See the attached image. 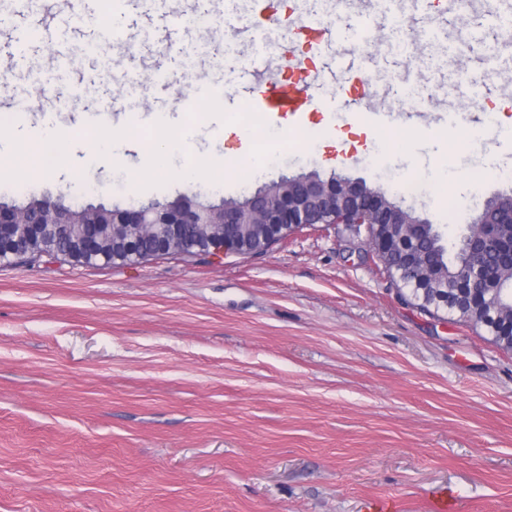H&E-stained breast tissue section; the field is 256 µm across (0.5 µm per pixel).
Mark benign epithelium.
<instances>
[{"label":"benign epithelium","instance_id":"benign-epithelium-1","mask_svg":"<svg viewBox=\"0 0 512 512\" xmlns=\"http://www.w3.org/2000/svg\"><path fill=\"white\" fill-rule=\"evenodd\" d=\"M105 219L78 220L71 207L46 197L36 209L0 207V240L14 238L30 248L46 236L70 242L66 255L89 261L111 254L137 261L126 249L130 239L149 237L160 253L179 249L184 244L249 253L253 244L241 236L239 225L258 224L268 233L283 236L305 224H364L372 253L381 257L390 252L408 251L409 239H417L407 225L418 226L428 220L403 208L379 187L363 179L339 175L326 179L315 174L299 175L271 182L244 199H226L219 206L205 202L181 203L151 201L146 205L111 209ZM471 223L476 231L465 242L473 256L462 273L465 293L476 301L498 276L481 259V247L498 242L512 256V237L503 235L512 224V191L500 192L486 200ZM504 314L495 297L482 303L473 319L498 320Z\"/></svg>","mask_w":512,"mask_h":512}]
</instances>
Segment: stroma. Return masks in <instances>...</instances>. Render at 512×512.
<instances>
[{
  "instance_id": "obj_1",
  "label": "stroma",
  "mask_w": 512,
  "mask_h": 512,
  "mask_svg": "<svg viewBox=\"0 0 512 512\" xmlns=\"http://www.w3.org/2000/svg\"><path fill=\"white\" fill-rule=\"evenodd\" d=\"M32 0L40 38L15 44L0 12V112L72 128L112 113L128 143L156 115L185 125L197 81L228 97L193 130L194 154L231 158L253 78L305 84L339 112L291 122L328 142L272 157L222 188L169 179L126 147L74 140L58 167L0 184V202L46 195L123 208L211 202L311 172L363 179L458 241L512 163V43L505 0ZM273 22L255 27V11ZM209 47L193 73L183 63ZM76 56L61 76L59 49ZM303 58L304 70L288 65ZM44 93L34 97L36 74ZM423 111H415V103ZM479 143L450 151L458 127ZM345 153L338 165L325 151ZM93 176H86V163ZM512 512V352L458 314L406 303L365 227H304L263 254L163 256L133 264L48 257L0 263V512Z\"/></svg>"
}]
</instances>
